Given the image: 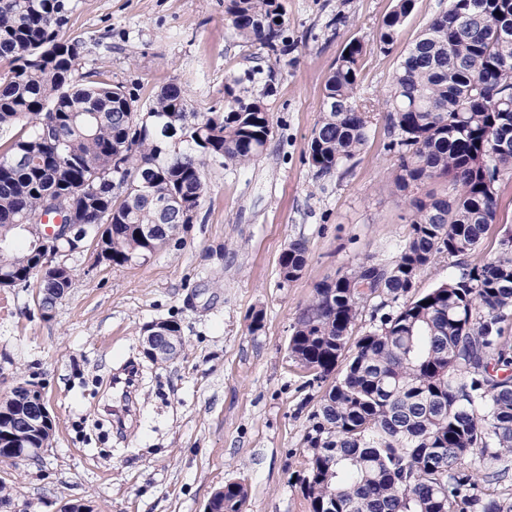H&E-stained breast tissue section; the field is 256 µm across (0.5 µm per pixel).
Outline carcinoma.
I'll return each instance as SVG.
<instances>
[{
  "label": "carcinoma",
  "mask_w": 512,
  "mask_h": 512,
  "mask_svg": "<svg viewBox=\"0 0 512 512\" xmlns=\"http://www.w3.org/2000/svg\"><path fill=\"white\" fill-rule=\"evenodd\" d=\"M415 0H397L378 46L390 52ZM448 0L401 58L386 100L392 184L410 198L411 232L389 262L366 260L319 283L292 328L289 355L325 388L308 418V467L298 478L309 512H512V231L498 255L464 264L459 278L412 298L441 257L465 260L497 220V184L512 172V0ZM73 0H0V291L38 282L43 316L71 287L64 239L42 250L29 226L63 200L110 264L145 261L194 223L209 165L245 168L262 154L273 116L259 98L224 84V111H189L179 83L151 99L103 73L81 72L87 42L65 34ZM233 34L267 56L288 50L281 0H226ZM281 22H276V19ZM324 84L306 163L337 172L369 138L374 105L359 100L364 46L349 42ZM52 253L61 266L43 270ZM308 259L304 239L279 257L282 282ZM432 303H427V300ZM380 314L349 347L367 306ZM343 365L340 374L336 367ZM28 394L0 401V461L26 460L19 445ZM54 426L25 436L52 447ZM470 458V464L463 460ZM248 489L229 482L214 512H242Z\"/></svg>",
  "instance_id": "carcinoma-1"
}]
</instances>
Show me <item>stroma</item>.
I'll return each mask as SVG.
<instances>
[{"instance_id":"1","label":"stroma","mask_w":512,"mask_h":512,"mask_svg":"<svg viewBox=\"0 0 512 512\" xmlns=\"http://www.w3.org/2000/svg\"><path fill=\"white\" fill-rule=\"evenodd\" d=\"M289 50L271 64L236 39L224 0H75L65 31L88 43L85 66L148 99L177 81L194 112L223 110L226 78L248 82L274 66L265 97L273 134L244 169L210 166L199 219L144 262L116 267L93 249L72 254V286L51 317L34 302L35 285L0 294V398L38 382L55 421L41 457L0 463V480L29 512H60L81 500L95 512H205L225 483L248 488L243 512H308L297 481L306 467L307 416L322 395L288 355L292 326L318 283L356 263L390 261L409 236L408 205L389 175L384 113L367 146L318 180L305 161L322 107L324 82L351 40L366 49L359 95L390 93L395 69L448 0H415L392 50L380 52V23L395 0H282ZM263 96V95H262ZM512 229V175L498 186V220L473 262L494 258ZM306 239L301 276L282 282L278 259ZM262 312L251 330L253 312ZM179 320L180 356L144 361L141 330ZM139 370L136 418L112 425L114 369Z\"/></svg>"}]
</instances>
